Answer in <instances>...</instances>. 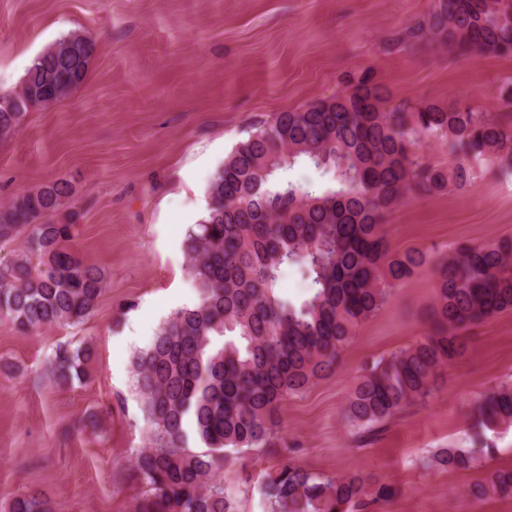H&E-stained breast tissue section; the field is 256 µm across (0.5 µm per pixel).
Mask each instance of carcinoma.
I'll return each instance as SVG.
<instances>
[{"instance_id":"carcinoma-1","label":"carcinoma","mask_w":512,"mask_h":512,"mask_svg":"<svg viewBox=\"0 0 512 512\" xmlns=\"http://www.w3.org/2000/svg\"><path fill=\"white\" fill-rule=\"evenodd\" d=\"M428 40L459 57L512 56V0H434L397 42ZM94 53L90 39L70 33L36 56L20 91L0 97L14 107L0 112V139L20 131L30 110L80 86ZM424 139L446 141L452 162H428L416 149ZM478 158L512 174V121L458 103L392 107L363 75L250 127L214 173L206 215L183 242L200 302L172 312L132 358L148 434L132 454L130 478L141 487L133 512H238L236 493L216 479L227 453L278 447L282 402L331 373L358 328L425 269L435 292L427 333L364 364L343 418L366 444L407 408L429 403L444 370L466 354V333L512 310V235L462 243L432 263L422 250L393 248L385 221L411 198L467 187L469 162ZM298 163L331 175L334 186L289 180ZM71 198L70 184L57 181L0 207V241L24 235L0 264V316L22 333L81 323L106 290L105 272L70 245L76 223L48 220ZM285 267L302 275L306 297L278 293ZM93 354L88 342L58 345L52 380L86 382ZM470 420L477 446L443 448L420 467L483 469L466 501L512 499V468L486 466L496 453L486 433L512 427V381L484 391ZM191 437L202 448L189 447ZM259 493L267 512H366L393 501L398 489L358 473H315L285 457ZM6 512L57 509L33 491L13 498Z\"/></svg>"}]
</instances>
